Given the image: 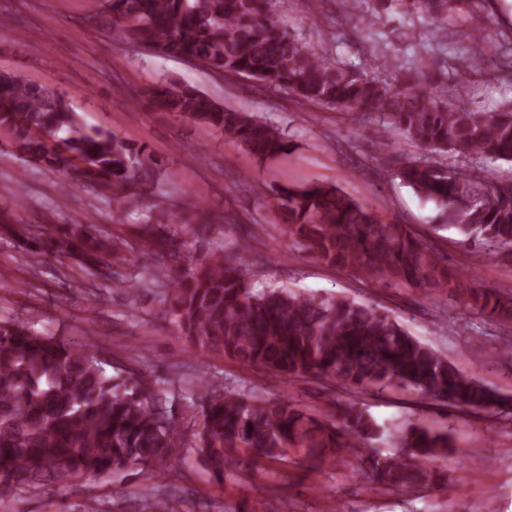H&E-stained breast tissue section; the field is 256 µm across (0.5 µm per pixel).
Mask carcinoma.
Here are the masks:
<instances>
[{
	"label": "carcinoma",
	"instance_id": "obj_1",
	"mask_svg": "<svg viewBox=\"0 0 512 512\" xmlns=\"http://www.w3.org/2000/svg\"><path fill=\"white\" fill-rule=\"evenodd\" d=\"M433 31L461 11L462 0H397ZM271 0H107L113 23L152 51L200 62L214 73L285 87L301 98L346 112L375 115L373 136L401 128L424 151L512 162V103L494 112L461 107L454 93L420 83L376 79L363 69L332 62L300 44L270 13ZM471 48L449 68L467 71L490 46L488 19L465 13ZM147 102L224 131L256 158L290 150L281 129L252 112L229 109L194 86L158 84ZM0 129L32 160L63 174L67 186L90 188L115 208L143 197L155 162L107 129H87L60 95L15 75L0 74ZM398 177L434 202L442 224L484 251H512V181L488 168L441 170L410 161ZM288 240L327 263L371 280L469 294L496 319L512 321V299L491 297L474 280L458 277L448 258L414 237L406 224L385 222L336 186L317 183L280 189ZM168 214H149L158 259L179 267L166 312L203 356L219 355L263 371L274 380L328 378L342 388L395 387L442 409L512 410V397L458 369L412 336L381 308L347 296L317 298L288 288L257 291L247 281L243 255H212L193 263L164 230ZM0 236L33 257H75L107 279L126 259L128 243L100 234L92 219L34 234L5 220ZM91 344L64 342L29 324L0 319V494L45 485L69 486L89 474L133 470L160 477L179 458L180 428L165 408L167 390L143 374H112L90 353ZM200 416L197 453L218 483L227 467L252 459L293 461L313 471L349 449L380 489L411 493L440 478L437 462L452 459L448 434L412 425L401 431L409 458L383 455L370 442L382 434L357 401L336 406L338 420L206 379L196 385Z\"/></svg>",
	"mask_w": 512,
	"mask_h": 512
}]
</instances>
